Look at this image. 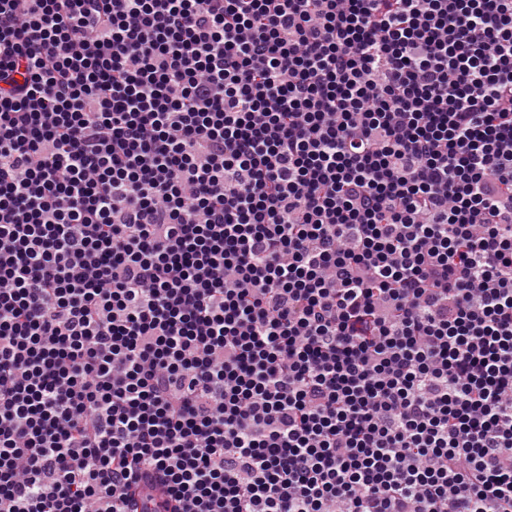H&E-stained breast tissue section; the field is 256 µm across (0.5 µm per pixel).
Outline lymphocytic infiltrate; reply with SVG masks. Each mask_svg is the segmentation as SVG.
Returning <instances> with one entry per match:
<instances>
[{"mask_svg":"<svg viewBox=\"0 0 512 512\" xmlns=\"http://www.w3.org/2000/svg\"><path fill=\"white\" fill-rule=\"evenodd\" d=\"M512 512V0H0V512Z\"/></svg>","mask_w":512,"mask_h":512,"instance_id":"lymphocytic-infiltrate-1","label":"lymphocytic infiltrate"}]
</instances>
